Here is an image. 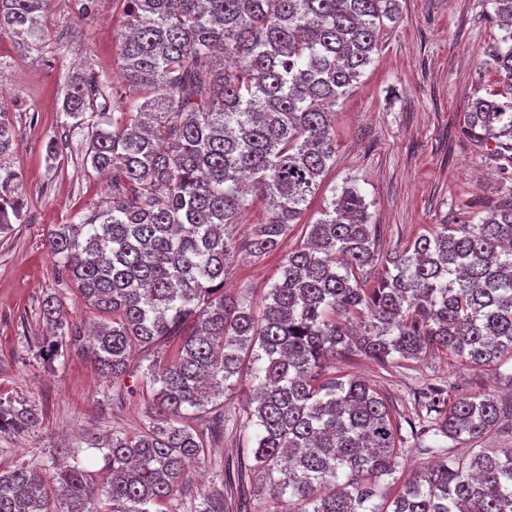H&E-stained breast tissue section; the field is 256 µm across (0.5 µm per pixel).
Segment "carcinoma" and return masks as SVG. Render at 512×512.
<instances>
[{
    "label": "carcinoma",
    "mask_w": 512,
    "mask_h": 512,
    "mask_svg": "<svg viewBox=\"0 0 512 512\" xmlns=\"http://www.w3.org/2000/svg\"><path fill=\"white\" fill-rule=\"evenodd\" d=\"M119 64L127 85L89 72L75 78L62 111L79 126L97 117L86 149L112 173V200L49 237L66 281L100 324L89 347L112 380L128 373L131 348L175 341L170 361L142 371L153 395L149 425L121 432L103 453L96 482L79 451L57 472V493L37 467L0 471V512H155L180 494L189 512H228L225 486L249 473L270 478L288 512H383L407 437L395 407L365 381L336 375L359 355L382 366L441 351L469 367L512 357V207L470 224H440L375 260V225L354 185H345L313 224L305 245L284 256L262 304L224 293L235 251L262 257L281 248L336 155L333 106L372 62L396 0H123ZM53 0H0V34L41 51ZM502 35L486 63L512 90V0H493ZM137 96L135 110L95 111L98 97ZM467 125L512 162V95L477 96ZM15 130L0 113V156ZM18 173L0 167V233L19 219ZM265 220L240 245L249 196ZM54 293L40 317L55 328L42 358L84 349ZM253 383L246 419L255 426L251 465L215 463L221 488L190 493L185 463L208 455L224 432V398ZM425 415L412 437L475 441L503 408L489 396L449 399L443 388L415 396ZM211 408H206V405ZM39 414L0 400V434L36 426ZM402 486L392 512H512V448L459 458L448 448Z\"/></svg>",
    "instance_id": "1"
}]
</instances>
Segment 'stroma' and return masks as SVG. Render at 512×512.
I'll return each mask as SVG.
<instances>
[{
  "label": "stroma",
  "instance_id": "obj_1",
  "mask_svg": "<svg viewBox=\"0 0 512 512\" xmlns=\"http://www.w3.org/2000/svg\"><path fill=\"white\" fill-rule=\"evenodd\" d=\"M395 21L385 22L373 63L336 106V158L318 195L289 232L282 250L257 259L242 252L231 261L224 287L260 303L276 279L285 250L304 242L303 225L315 222L334 188L351 182L368 205L379 255L403 248L438 224H459L479 212L512 204V170L496 152L466 131L473 95L500 92L486 48L500 37L491 0H397ZM121 0H99L80 16L73 0H54L41 53H27L0 35V77L12 83L7 110L15 143L0 166L18 172L20 221L0 235V398L32 405L35 426L0 437V470L34 463L45 479L56 472L53 450L82 451L85 465L103 477L100 452L120 431L135 434L147 423L152 391L140 370L154 352L136 350L131 377H105L88 357L69 352L53 366L38 361L45 334L39 304L56 292L69 321L89 327L96 319L75 289L62 284L48 249V234L100 206L112 192L108 178L84 161L91 135L71 126L61 110L71 79L84 71L118 77ZM57 154H48L49 141ZM340 374L358 377L388 396L402 418L417 421L415 393L431 385L449 396L491 394L512 406V358L488 368L453 365L432 355L402 367H382L364 357L337 361ZM246 392L224 402V435L208 458L190 463L193 494L212 489L213 463L248 457L255 429L243 418Z\"/></svg>",
  "mask_w": 512,
  "mask_h": 512
}]
</instances>
